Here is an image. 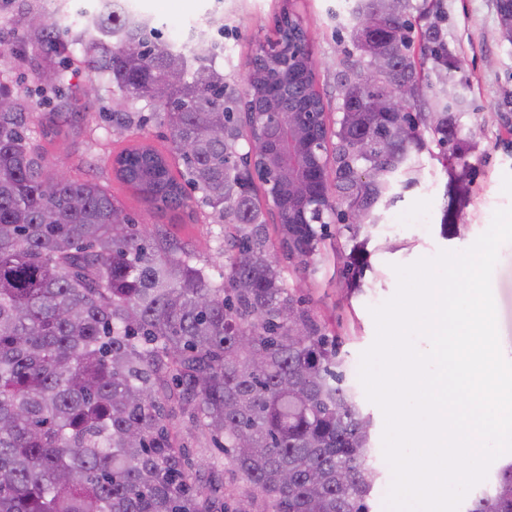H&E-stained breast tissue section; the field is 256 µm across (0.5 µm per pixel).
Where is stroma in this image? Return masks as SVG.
I'll use <instances>...</instances> for the list:
<instances>
[{"label": "stroma", "instance_id": "obj_1", "mask_svg": "<svg viewBox=\"0 0 512 512\" xmlns=\"http://www.w3.org/2000/svg\"><path fill=\"white\" fill-rule=\"evenodd\" d=\"M304 21L319 89L328 121L339 117L336 109V73L358 52L351 40V0H292ZM282 0H134L136 12L150 17L164 39H172L185 25L206 30L223 43L216 61L227 82L244 86L246 62L259 43L274 35V19ZM442 17L449 49L461 62L452 73L463 85L468 104L459 117L457 137L467 144L463 158L444 152L434 141L414 153L417 182L402 190L400 199L383 211L370 228L369 266L358 289H348L344 261L353 243L346 234L329 230L313 266L301 268L283 256L278 238L270 240V254L278 262L288 288L300 291L305 305L329 335L335 336L344 359L345 382L352 387L358 407L370 416V455L380 476L371 494V512H385L392 473L382 452L384 417L370 402L359 379L362 353L374 341L376 328L371 308L393 296L397 288L394 265H408L439 251H460L471 246L490 226L496 210L512 207V43L501 36V16L496 0H410L409 18L414 33H421L434 17ZM69 62L65 89L70 96L69 118L62 131L45 138L42 123L51 105L40 106L28 122L27 135L48 142L52 165L68 176L94 179L104 185L145 228L172 225L174 233L213 283L224 280L227 257L224 227L214 223L209 208L194 207L180 218L153 213L148 205L120 185L112 175L111 111L120 91L104 87L100 73L86 61L84 47L74 33H66ZM37 61L7 54L0 57V80L9 79L20 97L38 100ZM467 169L470 194L456 217L461 228L445 233L442 219L449 204L450 170ZM492 291L502 350L512 355V242L503 244L492 275Z\"/></svg>", "mask_w": 512, "mask_h": 512}]
</instances>
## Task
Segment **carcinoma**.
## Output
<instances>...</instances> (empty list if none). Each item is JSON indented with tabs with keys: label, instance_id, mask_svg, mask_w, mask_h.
Wrapping results in <instances>:
<instances>
[{
	"label": "carcinoma",
	"instance_id": "obj_1",
	"mask_svg": "<svg viewBox=\"0 0 512 512\" xmlns=\"http://www.w3.org/2000/svg\"><path fill=\"white\" fill-rule=\"evenodd\" d=\"M405 0H356L351 15L359 54L387 58L388 86L357 75L361 57L336 75L341 117L333 153L308 190L335 188L356 212L345 223L353 247L344 267L359 286L367 267L363 230L378 223L397 176L414 181L412 153L424 124L442 150L464 96L448 89L457 61L441 28L421 35L429 116L417 111L420 76ZM27 49L61 55L69 31L60 14L27 12ZM289 5L276 38L305 34ZM90 63L124 98L108 119L123 135L166 126L168 148L146 142L112 153L115 179L159 212L196 202L228 228L224 282L212 283L170 230L143 234L98 182L75 180L47 162L24 126L40 106L0 81V512H370L378 472L369 454L370 417L344 385L336 339L286 287L270 259L269 218L248 175L245 114L250 100L215 67L224 45L195 33L186 51L162 39L151 19L122 0H101L79 32ZM248 66L260 82L271 62ZM42 99H65V66L38 73ZM409 84V114L373 112L386 88ZM288 110L325 111L315 61L302 65L280 100ZM274 223L289 254H318L327 224ZM302 323L300 336L288 314ZM185 417L220 456L201 469L172 425ZM464 512H512V462L467 501Z\"/></svg>",
	"mask_w": 512,
	"mask_h": 512
}]
</instances>
